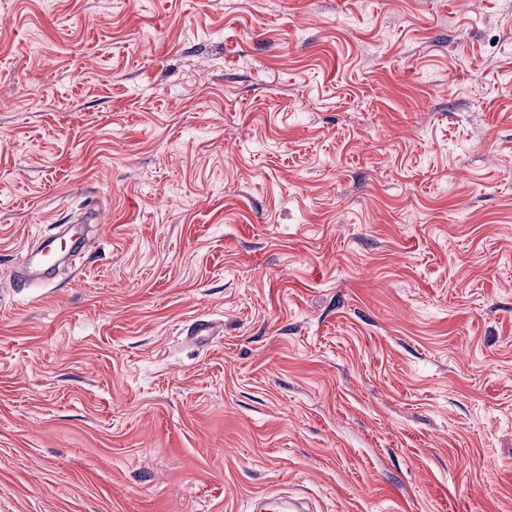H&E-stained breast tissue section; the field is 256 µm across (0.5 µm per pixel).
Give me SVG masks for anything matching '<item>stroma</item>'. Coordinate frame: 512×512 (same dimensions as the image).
I'll return each instance as SVG.
<instances>
[{
  "instance_id": "obj_1",
  "label": "stroma",
  "mask_w": 512,
  "mask_h": 512,
  "mask_svg": "<svg viewBox=\"0 0 512 512\" xmlns=\"http://www.w3.org/2000/svg\"><path fill=\"white\" fill-rule=\"evenodd\" d=\"M267 492L512 512V0H0V512ZM22 253L27 267H29L33 259H35L44 271L45 267L48 266L57 256L58 247L54 240L47 239L42 241L41 244L33 250L30 246L24 247Z\"/></svg>"
}]
</instances>
